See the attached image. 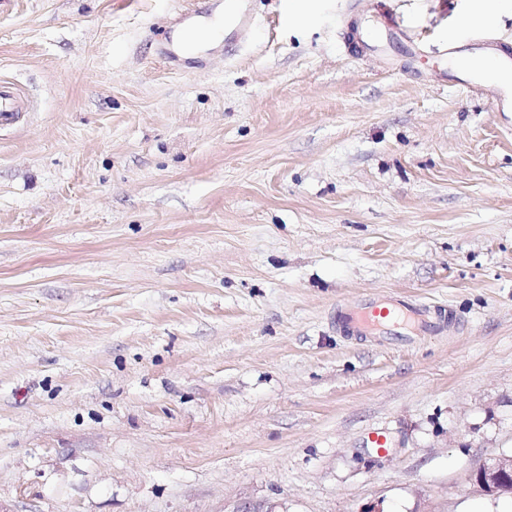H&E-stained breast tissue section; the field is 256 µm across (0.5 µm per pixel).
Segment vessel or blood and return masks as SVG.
<instances>
[{
    "instance_id": "vessel-or-blood-1",
    "label": "vessel or blood",
    "mask_w": 512,
    "mask_h": 512,
    "mask_svg": "<svg viewBox=\"0 0 512 512\" xmlns=\"http://www.w3.org/2000/svg\"><path fill=\"white\" fill-rule=\"evenodd\" d=\"M387 40L403 45L406 53L415 55L420 44L393 19L381 24ZM477 51L490 57L497 70L488 77L482 67L472 62L469 53ZM444 55L456 71V77L473 94L490 102L498 117L512 123V44L504 42L492 30H476L465 44L449 43ZM341 331L350 335H369L413 343L421 337L442 332L448 324L440 308L412 303L401 298H371L336 310Z\"/></svg>"
}]
</instances>
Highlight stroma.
<instances>
[{
  "instance_id": "35a3bbf8",
  "label": "stroma",
  "mask_w": 512,
  "mask_h": 512,
  "mask_svg": "<svg viewBox=\"0 0 512 512\" xmlns=\"http://www.w3.org/2000/svg\"><path fill=\"white\" fill-rule=\"evenodd\" d=\"M224 2L0 0V512H503L512 127L434 77L496 0H393L420 57L346 0L162 57ZM375 297L452 324L344 335ZM475 481L491 495L512 496V457H499L483 464L475 473Z\"/></svg>"
}]
</instances>
